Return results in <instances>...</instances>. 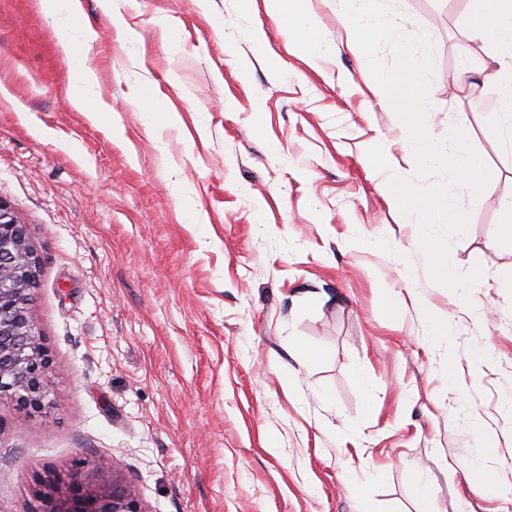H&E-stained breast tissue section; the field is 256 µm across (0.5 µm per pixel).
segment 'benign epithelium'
<instances>
[{
    "label": "benign epithelium",
    "mask_w": 512,
    "mask_h": 512,
    "mask_svg": "<svg viewBox=\"0 0 512 512\" xmlns=\"http://www.w3.org/2000/svg\"><path fill=\"white\" fill-rule=\"evenodd\" d=\"M38 257L27 225L0 201V398L9 396L25 408H41L42 377L49 365L30 312L37 285ZM40 512H144L132 490L120 480L102 484L73 481L67 495L44 497Z\"/></svg>",
    "instance_id": "obj_1"
}]
</instances>
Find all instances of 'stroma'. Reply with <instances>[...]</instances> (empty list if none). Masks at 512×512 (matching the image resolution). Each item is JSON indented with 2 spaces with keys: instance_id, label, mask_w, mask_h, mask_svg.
<instances>
[{
  "instance_id": "stroma-1",
  "label": "stroma",
  "mask_w": 512,
  "mask_h": 512,
  "mask_svg": "<svg viewBox=\"0 0 512 512\" xmlns=\"http://www.w3.org/2000/svg\"><path fill=\"white\" fill-rule=\"evenodd\" d=\"M72 7L0 0V200L39 257L50 358L41 411L0 399V512L99 457L143 512H512V150L488 120L512 94L457 78L488 59L469 0L397 20L431 46L429 136L460 128L496 174L454 188L465 298L369 165L383 140L416 171L326 0L303 53L266 0Z\"/></svg>"
}]
</instances>
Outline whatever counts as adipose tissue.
I'll use <instances>...</instances> for the list:
<instances>
[{
  "mask_svg": "<svg viewBox=\"0 0 512 512\" xmlns=\"http://www.w3.org/2000/svg\"><path fill=\"white\" fill-rule=\"evenodd\" d=\"M472 33L488 48L487 55L497 68L487 81L499 82L512 75V0H469Z\"/></svg>",
  "mask_w": 512,
  "mask_h": 512,
  "instance_id": "ef3b65f1",
  "label": "adipose tissue"
}]
</instances>
